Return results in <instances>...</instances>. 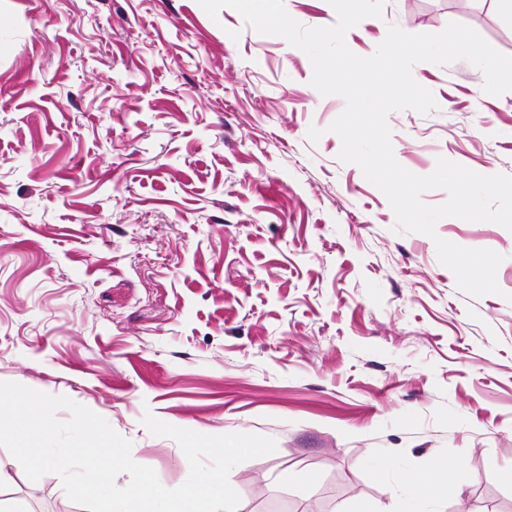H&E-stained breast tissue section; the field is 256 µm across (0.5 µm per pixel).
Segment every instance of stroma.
I'll use <instances>...</instances> for the list:
<instances>
[{
  "instance_id": "35a3bbf8",
  "label": "stroma",
  "mask_w": 512,
  "mask_h": 512,
  "mask_svg": "<svg viewBox=\"0 0 512 512\" xmlns=\"http://www.w3.org/2000/svg\"><path fill=\"white\" fill-rule=\"evenodd\" d=\"M451 22L512 56L498 0H386L346 43L366 55L389 25ZM311 76L304 52L229 7L0 0V381L88 407L166 487L188 462L144 411L274 438L234 468L237 512H400L404 477L445 463L464 490L424 512H505L512 232L438 222L504 257L500 294L460 291L433 238L395 233L384 194L339 160L327 127L345 102ZM413 76L438 108L389 115L397 161L512 176V91L487 94L464 60ZM287 469L312 480L282 483ZM0 500L86 512L3 448Z\"/></svg>"
}]
</instances>
